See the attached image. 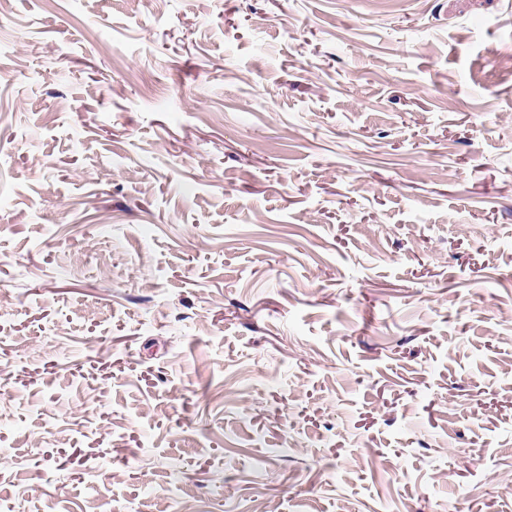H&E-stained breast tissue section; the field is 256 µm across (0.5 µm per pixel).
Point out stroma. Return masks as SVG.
Wrapping results in <instances>:
<instances>
[{"label":"stroma","instance_id":"1","mask_svg":"<svg viewBox=\"0 0 512 512\" xmlns=\"http://www.w3.org/2000/svg\"><path fill=\"white\" fill-rule=\"evenodd\" d=\"M512 0H0V512H512Z\"/></svg>","mask_w":512,"mask_h":512}]
</instances>
